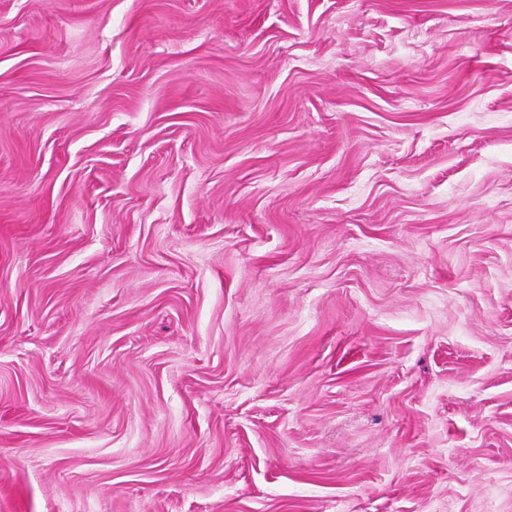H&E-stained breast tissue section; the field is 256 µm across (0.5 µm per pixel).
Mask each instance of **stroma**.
Instances as JSON below:
<instances>
[{
	"instance_id": "35a3bbf8",
	"label": "stroma",
	"mask_w": 512,
	"mask_h": 512,
	"mask_svg": "<svg viewBox=\"0 0 512 512\" xmlns=\"http://www.w3.org/2000/svg\"><path fill=\"white\" fill-rule=\"evenodd\" d=\"M0 512H512V0H0Z\"/></svg>"
}]
</instances>
